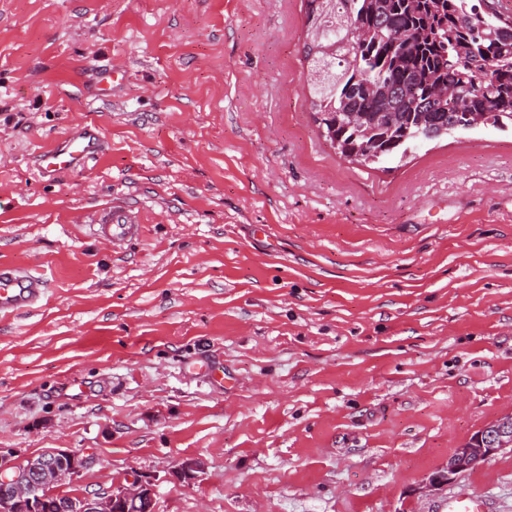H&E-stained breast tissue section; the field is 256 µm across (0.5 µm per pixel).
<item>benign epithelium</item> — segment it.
<instances>
[{
	"instance_id": "benign-epithelium-1",
	"label": "benign epithelium",
	"mask_w": 512,
	"mask_h": 512,
	"mask_svg": "<svg viewBox=\"0 0 512 512\" xmlns=\"http://www.w3.org/2000/svg\"><path fill=\"white\" fill-rule=\"evenodd\" d=\"M505 448H512V411L461 444L448 457V465L428 479V487L438 489L464 471L487 462ZM86 459L73 450H58L53 457H31L24 464L0 450V512H38L36 492L79 475ZM130 503H141L154 512L155 489L147 481L135 480L129 487L111 488L71 497L62 512H120Z\"/></svg>"
}]
</instances>
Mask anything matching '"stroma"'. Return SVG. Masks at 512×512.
Segmentation results:
<instances>
[{
  "mask_svg": "<svg viewBox=\"0 0 512 512\" xmlns=\"http://www.w3.org/2000/svg\"><path fill=\"white\" fill-rule=\"evenodd\" d=\"M303 37L304 0H0V263L48 285L0 315V448L82 452L53 493L512 512V448L424 487L512 411V133L348 163L314 124ZM87 125L99 157L42 174ZM116 205L140 232L115 252L91 226ZM447 512H491V509L483 498L458 494L448 499Z\"/></svg>",
  "mask_w": 512,
  "mask_h": 512,
  "instance_id": "stroma-1",
  "label": "stroma"
}]
</instances>
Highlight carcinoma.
<instances>
[{"label":"carcinoma","mask_w":512,"mask_h":512,"mask_svg":"<svg viewBox=\"0 0 512 512\" xmlns=\"http://www.w3.org/2000/svg\"><path fill=\"white\" fill-rule=\"evenodd\" d=\"M512 13L500 0H307L311 112L339 146L403 161L468 115L512 130ZM369 120L355 127L344 113Z\"/></svg>","instance_id":"1"}]
</instances>
